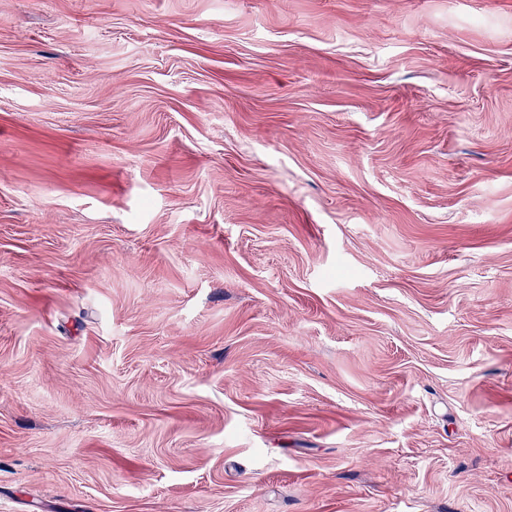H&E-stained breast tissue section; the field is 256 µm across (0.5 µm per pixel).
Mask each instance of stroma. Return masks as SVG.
<instances>
[{
    "label": "stroma",
    "mask_w": 512,
    "mask_h": 512,
    "mask_svg": "<svg viewBox=\"0 0 512 512\" xmlns=\"http://www.w3.org/2000/svg\"><path fill=\"white\" fill-rule=\"evenodd\" d=\"M0 512H512V0H0Z\"/></svg>",
    "instance_id": "obj_1"
}]
</instances>
